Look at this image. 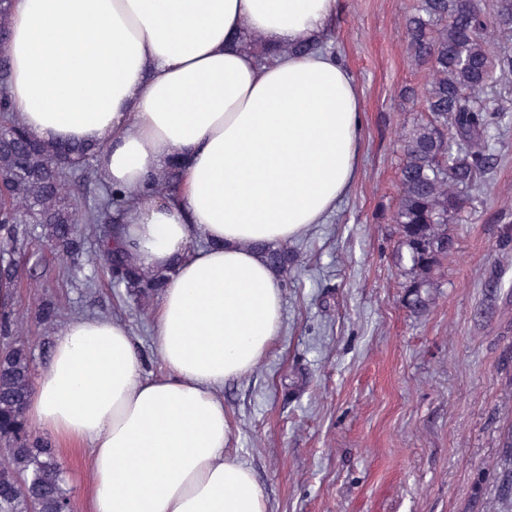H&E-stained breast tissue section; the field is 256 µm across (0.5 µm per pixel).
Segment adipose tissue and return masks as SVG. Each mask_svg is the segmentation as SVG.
Here are the masks:
<instances>
[{
    "mask_svg": "<svg viewBox=\"0 0 512 512\" xmlns=\"http://www.w3.org/2000/svg\"><path fill=\"white\" fill-rule=\"evenodd\" d=\"M336 0H14L6 89L34 138L95 151L124 199L113 228L145 271L171 268L155 312L165 370L123 325L67 321L27 403L89 449L93 512H269L235 458L219 394L282 329L255 244L324 223L360 163L361 92L322 47ZM251 38L278 47L257 62ZM312 44L310 53L284 46ZM169 195L150 190L171 167ZM202 237L204 246L194 245Z\"/></svg>",
    "mask_w": 512,
    "mask_h": 512,
    "instance_id": "1",
    "label": "adipose tissue"
}]
</instances>
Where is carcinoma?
Segmentation results:
<instances>
[{
	"label": "carcinoma",
	"instance_id": "obj_1",
	"mask_svg": "<svg viewBox=\"0 0 512 512\" xmlns=\"http://www.w3.org/2000/svg\"><path fill=\"white\" fill-rule=\"evenodd\" d=\"M10 0H0V278L17 283L24 273L19 251L17 211H27L39 225L44 248L74 262L99 264L125 288L126 298L141 307L164 288L167 274L143 273L132 256L110 245L106 225L120 212L121 197L107 187L100 198L83 205L70 186L90 182L93 150H66L26 134L5 94L10 80L6 34ZM407 51L428 72L423 94L413 87L404 96L423 98L425 114L401 135L399 194L393 214L398 248L407 260L404 287L412 307L422 310V289L452 248L448 224L472 190L485 183L494 165L495 142L506 115L493 106L497 90L512 83V0H417L404 17ZM96 248H87L90 233ZM276 272L288 274L295 255L288 245L251 243ZM59 307L48 301L34 312L47 327ZM18 324L10 311L0 313V512H69L71 497L55 450L25 430L26 403L33 390V360L15 341ZM495 496L512 502V428L496 462Z\"/></svg>",
	"mask_w": 512,
	"mask_h": 512
}]
</instances>
